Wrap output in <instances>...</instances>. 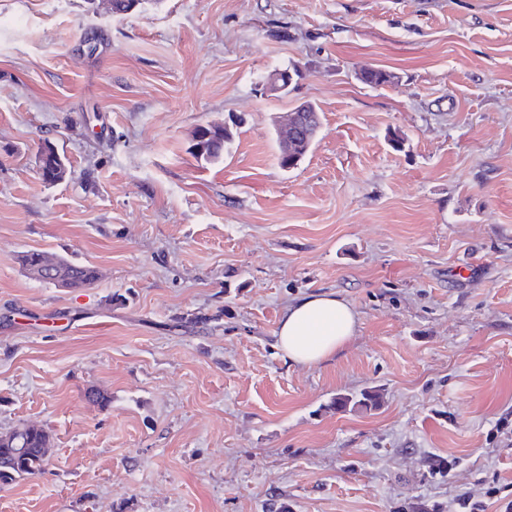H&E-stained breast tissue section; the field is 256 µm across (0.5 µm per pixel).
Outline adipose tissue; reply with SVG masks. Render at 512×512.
Wrapping results in <instances>:
<instances>
[{
  "label": "adipose tissue",
  "instance_id": "1",
  "mask_svg": "<svg viewBox=\"0 0 512 512\" xmlns=\"http://www.w3.org/2000/svg\"><path fill=\"white\" fill-rule=\"evenodd\" d=\"M356 326L352 306L336 292L323 291L288 305L276 331L277 345L287 362L314 366L342 350Z\"/></svg>",
  "mask_w": 512,
  "mask_h": 512
}]
</instances>
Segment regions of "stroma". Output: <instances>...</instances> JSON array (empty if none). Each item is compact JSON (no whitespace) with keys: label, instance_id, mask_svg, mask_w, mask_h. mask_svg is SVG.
<instances>
[{"label":"stroma","instance_id":"1","mask_svg":"<svg viewBox=\"0 0 512 512\" xmlns=\"http://www.w3.org/2000/svg\"><path fill=\"white\" fill-rule=\"evenodd\" d=\"M306 102L316 143L285 170L273 120ZM233 116L223 161L197 160L196 128ZM46 140L71 163L54 186ZM28 250L99 278L39 282ZM323 290L354 336L285 362L286 307ZM372 387L378 408L331 406ZM502 418L512 0H0V433L53 437L0 512L444 510L512 480ZM294 71H282L281 75L274 77L263 85V92L281 96L288 95V89L293 84L295 76H302L303 68L300 69L299 66H296ZM41 169L39 176L45 184L57 185L64 182L71 175V165L64 152L49 140L42 143L39 151ZM56 273L61 276L67 288H88L94 284L98 273L93 266L76 264L60 258V264Z\"/></svg>","mask_w":512,"mask_h":512}]
</instances>
